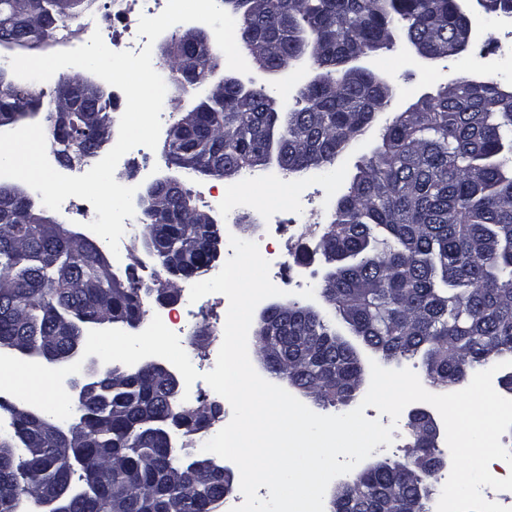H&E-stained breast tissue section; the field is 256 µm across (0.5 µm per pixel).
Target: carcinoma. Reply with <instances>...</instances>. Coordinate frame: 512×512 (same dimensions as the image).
Segmentation results:
<instances>
[{"mask_svg": "<svg viewBox=\"0 0 512 512\" xmlns=\"http://www.w3.org/2000/svg\"><path fill=\"white\" fill-rule=\"evenodd\" d=\"M0 0V46L40 50L80 8L93 0ZM488 18H512V0H476ZM238 16V43L255 65L278 75L310 61L318 82L298 90L303 106L288 112L263 89L237 83L196 106L194 125L166 143L174 185L157 184L163 210L143 203V239L156 269L152 292L131 266L121 279L93 242L46 216L19 183L0 182V346L44 342L69 365L85 322L61 316L97 313L112 322L142 321L146 297L163 295V282L208 270L200 246L194 265L173 270L170 255L205 237V213L192 204L188 184L200 177L239 179L265 170L272 154L285 178L326 172L378 123L396 89L378 71L351 65L393 42L402 31L421 58L436 60L468 50L472 28L456 0H224ZM192 52L176 39L164 50L168 77L182 90L203 83L216 59L192 74L179 59ZM84 78L62 82L42 101L33 82L0 67V127L46 108V141L62 166L82 164L106 144L84 110L113 122L108 96L78 92ZM66 94L70 124L53 121ZM357 173L336 200L334 219L314 250L296 262L323 256L317 312L298 302L275 309V355L267 372L319 406L350 405L365 366L360 350L390 365L421 356L429 383L441 390L466 382L479 369L512 356V86L492 77H459L420 97L382 126L381 144L356 164ZM26 426L11 420L0 435V512H26L27 503L67 498L69 512H218L232 480L210 474L185 478L154 418L178 419L191 437L218 417L191 412L161 373L112 370V392L85 406L88 440L78 454L94 456L100 471L66 470V426L29 405ZM408 419L409 452L402 462H376L354 480L351 496H331V512H428L436 476L444 467L425 424Z\"/></svg>", "mask_w": 512, "mask_h": 512, "instance_id": "carcinoma-1", "label": "carcinoma"}]
</instances>
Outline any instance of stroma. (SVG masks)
Wrapping results in <instances>:
<instances>
[{
    "instance_id": "stroma-1",
    "label": "stroma",
    "mask_w": 512,
    "mask_h": 512,
    "mask_svg": "<svg viewBox=\"0 0 512 512\" xmlns=\"http://www.w3.org/2000/svg\"><path fill=\"white\" fill-rule=\"evenodd\" d=\"M371 67L382 72L397 89V95L387 109L388 115L404 111L424 95L436 93L440 85L449 79L466 75L461 58L449 57L423 61L413 55L402 42L388 49L371 53L368 58ZM305 69L291 70L288 76H272L258 69L239 74V81L249 88L264 87L266 93L275 98L282 110L298 108V89L308 79ZM381 142L379 131H372L357 143L339 161L333 177L309 173L306 183L319 187L322 193L312 203L296 207L298 193L294 188H271V181L277 180L275 169L256 172L249 181L248 191L261 203L260 209L241 204L240 213L250 215L251 226L234 223L232 216L225 214L223 202L210 199V187H224L221 179L198 178L190 182L194 205L208 212L218 224L223 241L220 245V259L210 270L217 275L223 262L233 256L228 238L236 236L252 241L260 237H271L273 246L286 254H295L300 245L315 246L327 225L332 221L338 194L344 193L355 173V164L362 155L371 153ZM163 147L144 152L135 148L126 153L115 169V179L122 185L146 188L153 180L169 175ZM326 271L322 258H315L309 264H291L287 273L285 290L287 298L300 304H312L318 299V290ZM202 309L191 318L182 344L191 352L190 361L194 368L203 373L212 370L223 341L219 327L226 319L228 306L222 294L211 293L202 297Z\"/></svg>"
}]
</instances>
